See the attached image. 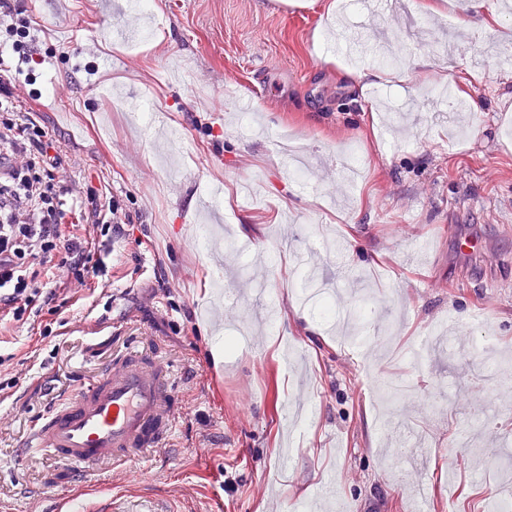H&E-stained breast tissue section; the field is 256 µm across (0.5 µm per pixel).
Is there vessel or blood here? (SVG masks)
Segmentation results:
<instances>
[{"instance_id": "b4317fda", "label": "vessel or blood", "mask_w": 512, "mask_h": 512, "mask_svg": "<svg viewBox=\"0 0 512 512\" xmlns=\"http://www.w3.org/2000/svg\"><path fill=\"white\" fill-rule=\"evenodd\" d=\"M172 388L162 366L137 356L107 370L90 389L55 407L34 427L27 447L51 454L63 466L121 464L158 447L173 428ZM83 512H164L154 503L116 506L111 494L95 491Z\"/></svg>"}]
</instances>
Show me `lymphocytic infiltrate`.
<instances>
[{
	"label": "lymphocytic infiltrate",
	"instance_id": "f902f5d3",
	"mask_svg": "<svg viewBox=\"0 0 512 512\" xmlns=\"http://www.w3.org/2000/svg\"><path fill=\"white\" fill-rule=\"evenodd\" d=\"M31 98L0 59V309L19 323L59 290L79 293L100 276L85 240L61 235L67 208L96 230L127 218L116 200L101 202L96 188L69 176L48 128L30 116Z\"/></svg>",
	"mask_w": 512,
	"mask_h": 512
}]
</instances>
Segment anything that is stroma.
I'll list each match as a JSON object with an SVG mask.
<instances>
[{"instance_id": "obj_1", "label": "stroma", "mask_w": 512, "mask_h": 512, "mask_svg": "<svg viewBox=\"0 0 512 512\" xmlns=\"http://www.w3.org/2000/svg\"><path fill=\"white\" fill-rule=\"evenodd\" d=\"M116 2L133 39L106 0H18L34 118L129 220L62 316L0 320V512L100 488L169 512H487L512 464V14L488 0L487 32L462 0H382L370 26L351 0ZM345 28L369 33L351 64ZM385 57L397 78L371 81ZM446 85L467 112L423 99ZM128 354L171 375L156 450L76 472L24 452Z\"/></svg>"}]
</instances>
